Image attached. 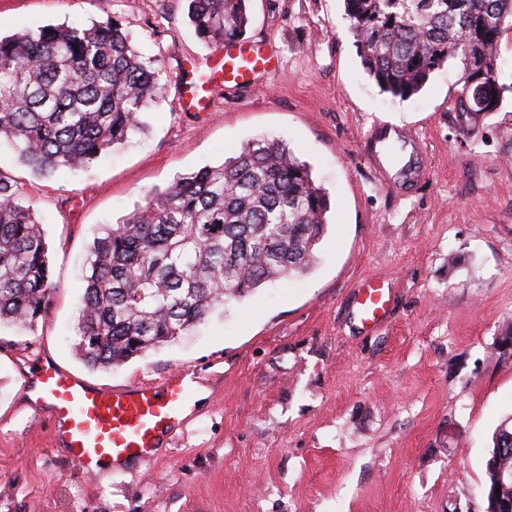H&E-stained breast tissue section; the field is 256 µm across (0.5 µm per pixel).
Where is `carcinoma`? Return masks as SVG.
Listing matches in <instances>:
<instances>
[{
	"mask_svg": "<svg viewBox=\"0 0 512 512\" xmlns=\"http://www.w3.org/2000/svg\"><path fill=\"white\" fill-rule=\"evenodd\" d=\"M249 2L188 0L189 19L218 48L245 34ZM343 2L361 65L380 91L410 98L452 60L461 68L452 110L465 124L499 111L512 92L499 83L498 52L512 30V0ZM479 70L481 96L471 85ZM160 72L116 17L0 36V141L41 176L83 168L144 128L162 93ZM329 206L308 165L274 140L247 141L222 164L178 176L94 239L76 354L93 369L120 367L226 300L308 271ZM55 289L42 225L19 184L0 173V326L34 330ZM499 448L512 464L511 417L493 437L484 490L512 512V498L496 493Z\"/></svg>",
	"mask_w": 512,
	"mask_h": 512,
	"instance_id": "1",
	"label": "carcinoma"
}]
</instances>
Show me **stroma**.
I'll return each mask as SVG.
<instances>
[{"instance_id":"35a3bbf8","label":"stroma","mask_w":512,"mask_h":512,"mask_svg":"<svg viewBox=\"0 0 512 512\" xmlns=\"http://www.w3.org/2000/svg\"><path fill=\"white\" fill-rule=\"evenodd\" d=\"M187 0H0V29L91 25L119 16L162 64L145 127L78 172L35 174L0 142L45 232L56 291L31 331L0 329V512H485L492 434L512 417V94L462 125L460 69L416 95L364 72L343 0H251L246 40L277 72L211 90L180 111L184 63L212 50ZM410 132L425 177L381 178L374 121ZM288 144L330 199L308 273L268 282L124 366L91 369L73 348L82 268L98 233L180 174L217 165L250 139ZM392 290L373 328L356 318L367 282ZM112 388L197 366L201 415L150 467L99 480L56 448L17 379L30 355Z\"/></svg>"}]
</instances>
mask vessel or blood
<instances>
[{
	"label": "vessel or blood",
	"mask_w": 512,
	"mask_h": 512,
	"mask_svg": "<svg viewBox=\"0 0 512 512\" xmlns=\"http://www.w3.org/2000/svg\"><path fill=\"white\" fill-rule=\"evenodd\" d=\"M276 67L274 54L263 46L243 40L224 44L205 63L185 66L181 109L208 111L214 80L245 86ZM357 303L362 323L376 324L389 310L391 292L370 282L359 289ZM193 379V373L180 368L159 381L106 390L64 371L53 358L41 357L21 373L19 386L32 408L46 416L54 442L96 479L135 462L150 463L174 443L198 405Z\"/></svg>",
	"instance_id": "vessel-or-blood-1"
}]
</instances>
